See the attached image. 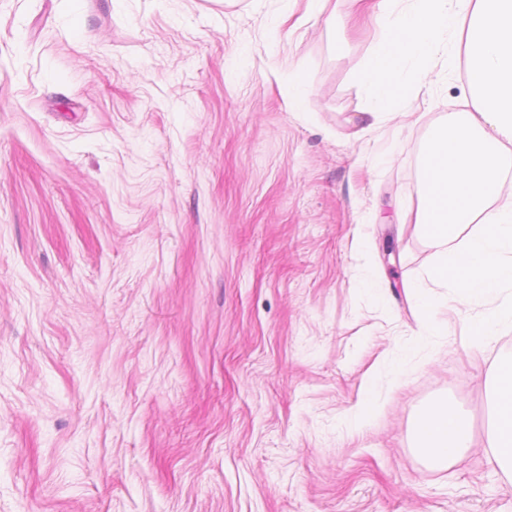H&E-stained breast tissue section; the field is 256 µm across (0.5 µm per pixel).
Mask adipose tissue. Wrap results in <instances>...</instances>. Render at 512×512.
<instances>
[{
    "label": "adipose tissue",
    "instance_id": "1",
    "mask_svg": "<svg viewBox=\"0 0 512 512\" xmlns=\"http://www.w3.org/2000/svg\"><path fill=\"white\" fill-rule=\"evenodd\" d=\"M378 39L358 79L376 114H392L425 83L457 72L465 108L440 116L420 157L419 234L432 249L421 330L440 335V306L468 320V345L480 348L512 329V0H376ZM489 462L512 475V359L493 365ZM413 433L419 451L443 468L473 443L469 419L441 402L424 408Z\"/></svg>",
    "mask_w": 512,
    "mask_h": 512
}]
</instances>
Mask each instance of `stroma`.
<instances>
[{
	"label": "stroma",
	"mask_w": 512,
	"mask_h": 512,
	"mask_svg": "<svg viewBox=\"0 0 512 512\" xmlns=\"http://www.w3.org/2000/svg\"><path fill=\"white\" fill-rule=\"evenodd\" d=\"M330 2L0 0V512H512V333H418V159L465 80L369 116L378 28ZM288 91V99L291 109L294 112L304 111L307 98V89L299 71L292 72L291 77L289 78ZM493 423L484 448L489 462L512 478V359L493 365ZM413 433L418 450L438 468L465 455L473 443L469 419L448 402L424 408L415 419Z\"/></svg>",
	"instance_id": "stroma-1"
}]
</instances>
